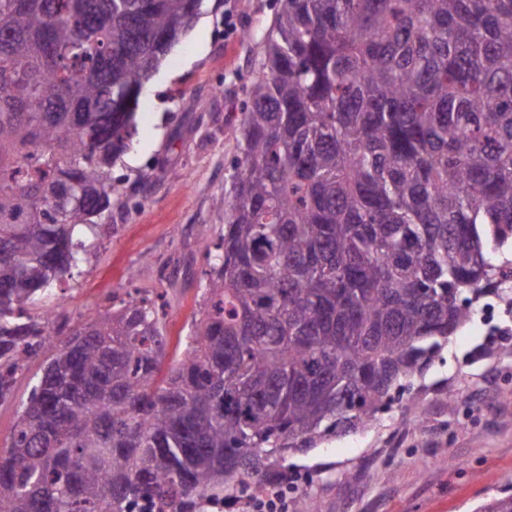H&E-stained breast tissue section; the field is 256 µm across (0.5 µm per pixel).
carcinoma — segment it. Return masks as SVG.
<instances>
[{
  "mask_svg": "<svg viewBox=\"0 0 512 512\" xmlns=\"http://www.w3.org/2000/svg\"><path fill=\"white\" fill-rule=\"evenodd\" d=\"M204 0H0V512H206L371 425L512 242V0H277L204 308L25 315L120 200L146 84ZM477 512H512V494ZM49 352L33 359L22 373L17 376L14 384L13 399L0 406V446L6 445L17 422V411L22 403H26L36 379L41 375L45 358Z\"/></svg>",
  "mask_w": 512,
  "mask_h": 512,
  "instance_id": "obj_1",
  "label": "carcinoma"
}]
</instances>
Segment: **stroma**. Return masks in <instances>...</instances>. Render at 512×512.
<instances>
[{"label":"stroma","mask_w":512,"mask_h":512,"mask_svg":"<svg viewBox=\"0 0 512 512\" xmlns=\"http://www.w3.org/2000/svg\"><path fill=\"white\" fill-rule=\"evenodd\" d=\"M276 10V0H206L141 97L132 148L112 172L122 203L107 218L111 232L92 240L72 278L29 305L33 319L51 308L56 322H83L137 287L162 294L167 358H181L205 297V241L224 233L218 201ZM228 11L240 28L231 36ZM511 328L512 306L500 301L490 333L463 327L376 422L288 457L294 498L307 512H476L497 492L512 494V355L498 352ZM44 365L29 362L0 405V446Z\"/></svg>","instance_id":"obj_1"}]
</instances>
